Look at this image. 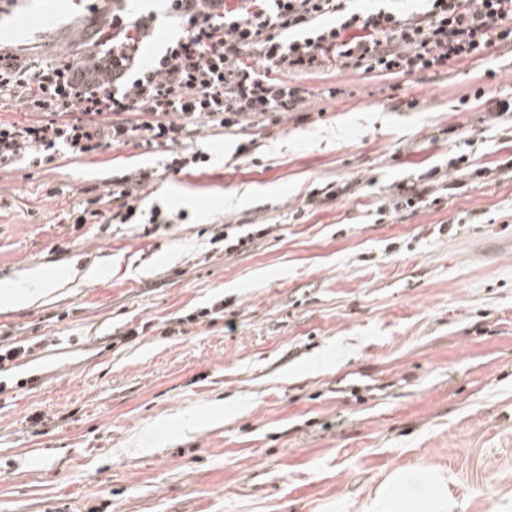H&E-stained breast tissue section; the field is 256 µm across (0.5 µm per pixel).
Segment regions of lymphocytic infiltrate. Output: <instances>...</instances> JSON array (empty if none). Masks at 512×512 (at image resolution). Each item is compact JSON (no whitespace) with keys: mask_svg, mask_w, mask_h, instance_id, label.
<instances>
[{"mask_svg":"<svg viewBox=\"0 0 512 512\" xmlns=\"http://www.w3.org/2000/svg\"><path fill=\"white\" fill-rule=\"evenodd\" d=\"M347 0H171L185 33L133 80L124 75L153 35L123 0H96L102 23L80 61L37 71L0 53V100L24 99L36 120L0 122V169L24 155L34 164L136 143H178L200 128L224 130L248 152L252 136L302 100L290 74L335 61L362 74L438 72L512 49V0H426L425 11L356 12Z\"/></svg>","mask_w":512,"mask_h":512,"instance_id":"f902f5d3","label":"lymphocytic infiltrate"}]
</instances>
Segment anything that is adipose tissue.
<instances>
[{
	"mask_svg": "<svg viewBox=\"0 0 512 512\" xmlns=\"http://www.w3.org/2000/svg\"><path fill=\"white\" fill-rule=\"evenodd\" d=\"M448 476L434 471L397 470L381 483L356 512H451Z\"/></svg>",
	"mask_w": 512,
	"mask_h": 512,
	"instance_id": "obj_1",
	"label": "adipose tissue"
}]
</instances>
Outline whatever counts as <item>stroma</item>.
I'll return each mask as SVG.
<instances>
[{
    "label": "stroma",
    "mask_w": 512,
    "mask_h": 512,
    "mask_svg": "<svg viewBox=\"0 0 512 512\" xmlns=\"http://www.w3.org/2000/svg\"><path fill=\"white\" fill-rule=\"evenodd\" d=\"M92 4L0 0V50L82 53ZM125 5L157 15L142 66L178 22ZM288 81L248 154L193 138L200 170L130 144L0 171V343L33 345L0 371V512H355L413 467L447 470L453 512H512V57ZM467 135L488 177L378 217ZM133 168L177 223L67 224ZM228 224L263 235L228 254Z\"/></svg>",
    "instance_id": "1"
}]
</instances>
